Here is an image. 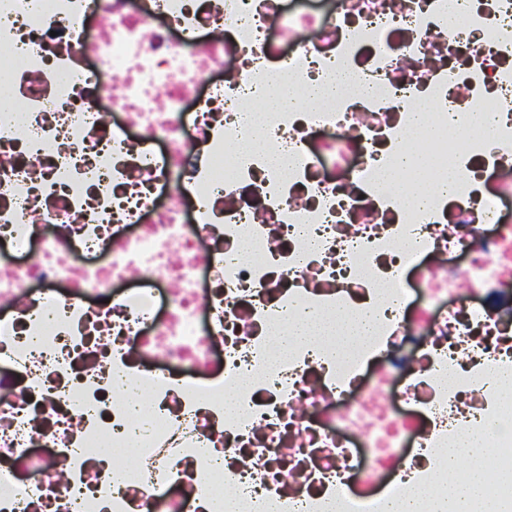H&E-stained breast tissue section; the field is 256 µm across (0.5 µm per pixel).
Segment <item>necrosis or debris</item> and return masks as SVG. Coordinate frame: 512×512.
Listing matches in <instances>:
<instances>
[{"instance_id":"obj_1","label":"necrosis or debris","mask_w":512,"mask_h":512,"mask_svg":"<svg viewBox=\"0 0 512 512\" xmlns=\"http://www.w3.org/2000/svg\"><path fill=\"white\" fill-rule=\"evenodd\" d=\"M190 2L0 0V512H373L471 429L512 512V0ZM300 305L373 332L274 358ZM297 105L298 99L292 92L277 86L261 99L257 112H264L268 109H294ZM416 174L418 182V193L407 196L406 202L412 206H424L430 195L441 193L448 195L453 187V177L451 173L442 174L436 180H430L428 169L425 164L416 162Z\"/></svg>"}]
</instances>
